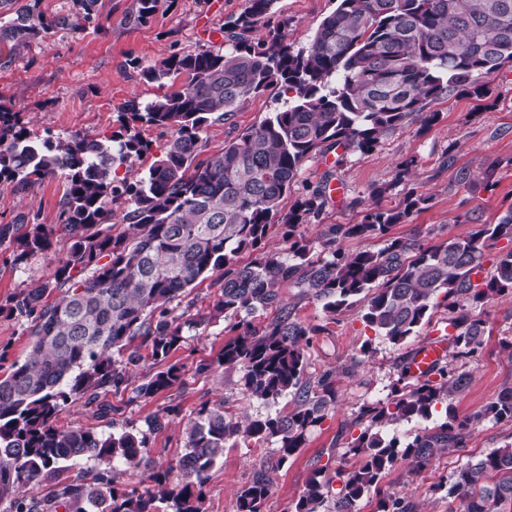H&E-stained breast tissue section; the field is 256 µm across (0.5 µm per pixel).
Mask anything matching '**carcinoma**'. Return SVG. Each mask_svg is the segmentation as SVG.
I'll return each mask as SVG.
<instances>
[{"instance_id":"obj_1","label":"carcinoma","mask_w":512,"mask_h":512,"mask_svg":"<svg viewBox=\"0 0 512 512\" xmlns=\"http://www.w3.org/2000/svg\"><path fill=\"white\" fill-rule=\"evenodd\" d=\"M43 0H0V43L19 51L45 41L57 29L78 30L97 17L98 0H73V12L49 16ZM159 0H139L130 20L145 23ZM274 0H247V7L222 26L224 44L196 53L174 52L158 64L132 67L150 82L186 77L187 85L139 108L126 104L133 122L174 130L160 156L134 182L131 171L151 152L137 134L114 133L109 143L79 134L34 140L19 126V113L0 106V183L22 188L32 180L60 176L67 183L59 219L72 243L45 279L13 294L0 314L25 319L31 353L0 376V512H203V487L224 448L276 439L278 464L303 447L312 428L336 402V375L304 379L305 348L319 328L295 318L285 289L293 286L323 301L326 319L358 296L368 298L362 320L376 335L398 344L428 322L430 311L448 309L449 357L412 380L403 367L391 396L360 409L368 425L348 443L355 466L333 478L313 471L293 512H359L374 493L377 512H416L413 502L381 487L385 474L402 461L418 474L440 450L463 448L471 430L485 420L512 419V388L483 410L459 416L451 404L468 384L455 365L482 350L486 322L473 305L494 295H512V248L496 258L482 283L488 242L512 243V209L495 224L439 244L416 238L386 240L378 251L346 252L341 243L385 237L411 211L429 201L409 197L404 205L366 209L357 224H320L313 240L299 227L318 220L328 203L330 176L297 200L288 214L281 203L305 159L334 148L367 152L408 119L425 124L439 113L427 106L443 95L478 100L490 79L512 63V0H336L308 44L294 49L282 27L256 31ZM271 87L285 96L262 124L199 161V132L213 117L230 119L248 99ZM127 203L129 232L100 229L110 220L107 205ZM281 224L288 248L266 247L270 229ZM12 263L51 248L50 231L34 224L15 239ZM255 257L247 264L239 254ZM91 275H85V272ZM211 280L215 296L210 318H224L233 336L215 363L241 372L243 390L266 405L292 393L286 415L234 421L223 407L202 406L186 429V453L173 467L153 475L157 490L119 489V466H135L146 451L145 436L125 432L99 435L84 428L62 430L56 420L76 400L94 403L99 390L128 386L131 367L144 350L158 364L181 342L175 310L194 306L188 298ZM54 291L61 298L50 304ZM273 318L262 328L256 317ZM139 346L128 350L131 342ZM171 364L135 389L153 397L181 381ZM445 407V421L403 444L378 428L428 420ZM86 457L96 463L91 477L68 482L65 463ZM42 494L33 488L42 484ZM269 470L260 469L237 495V512H264L270 494ZM448 497L460 512H497L512 504V441L455 470Z\"/></svg>"}]
</instances>
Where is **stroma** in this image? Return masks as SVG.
<instances>
[{
    "label": "stroma",
    "instance_id": "35a3bbf8",
    "mask_svg": "<svg viewBox=\"0 0 512 512\" xmlns=\"http://www.w3.org/2000/svg\"><path fill=\"white\" fill-rule=\"evenodd\" d=\"M245 6L246 0H161L147 23L134 24L127 16L135 10L136 0H99L96 21L81 31L57 30L48 41L14 55L0 49V104L19 112L35 139L75 132L95 139L111 136L121 127L124 102L134 99L143 104L165 92L159 84L142 79L130 60L147 66L175 51L217 48L216 33L225 18L238 15ZM334 7L335 0H274L269 19L274 24L287 21L288 40L299 48ZM490 88L487 102L469 96L440 97L429 106L438 113L437 121L426 125L410 120L372 151L335 149L305 160L297 183L282 202L283 210H290L329 171L336 190L321 217L325 224L357 223L369 205L394 207L411 192L428 196L429 203L405 223L393 226L392 236L416 235L435 244L497 223L512 208V64L492 78ZM280 104L279 91L272 88L242 104L230 120L209 122L202 129V158L258 126ZM405 161L412 164L409 175L395 180L397 165ZM65 190L60 176L22 190L0 184V224L13 225L19 236L31 225L43 224L52 240L47 253L17 266L9 260L13 242L0 243V304L30 282L48 277L65 258L72 241L69 229L59 222ZM286 296L298 321L320 328L306 350V376L313 380L325 371H335L336 401L311 431L304 448L284 465H276V444L271 440L225 449L209 472L204 512H236L238 491L264 462L275 465L265 512H291L315 469L332 475L352 468L354 460L347 455L346 444L360 432L355 420L361 407L387 397L404 358L443 329L448 317L445 308H435L418 335L393 344L365 327L363 299H355L329 321L321 302L301 289L287 288ZM474 313L485 320L488 333L480 355L464 366L469 385L453 401L461 415L481 411L503 387H512V295L493 297ZM225 326L219 319L184 331L181 343L168 356L169 362L185 367L180 385L150 398L135 397V387L157 369L152 360H145L133 369L124 392H100V402L114 406V413L100 414L96 406L79 400L64 410L58 426L104 435L117 436L131 429L145 434L147 453L140 466L123 469L119 476L120 485L144 489L151 487L156 471L176 464L185 454V430L196 420L201 405H223L225 415L233 418L293 410L295 400L290 396L268 406L249 399L237 371H199V364L215 360L222 350L228 337ZM30 341L26 320L0 316V376L27 358ZM367 341L375 348L370 356L362 353ZM156 417L165 426L153 431L148 423ZM507 441H512V419L483 422L464 448L437 453L417 475L398 464L382 486L407 497L416 512H449L452 503L439 490V482L469 459Z\"/></svg>",
    "mask_w": 512,
    "mask_h": 512
}]
</instances>
